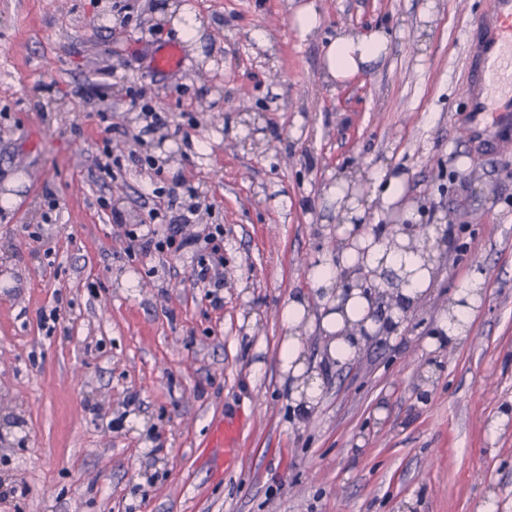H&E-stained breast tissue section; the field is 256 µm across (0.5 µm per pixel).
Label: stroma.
Returning a JSON list of instances; mask_svg holds the SVG:
<instances>
[{
  "mask_svg": "<svg viewBox=\"0 0 512 512\" xmlns=\"http://www.w3.org/2000/svg\"><path fill=\"white\" fill-rule=\"evenodd\" d=\"M304 2L0 0V493L26 491L0 512H512V421L491 427L512 408V134L472 141L464 77L489 0H312L307 38ZM380 27L385 56L325 79L329 36ZM171 43L182 67L156 72ZM148 111L166 124L133 146ZM385 167L404 195L366 220L445 225L436 278L345 364L300 325L322 383L299 414L280 312ZM170 203L196 208L186 235L223 225L220 285L193 281L194 250H130ZM476 270L470 338L437 342ZM223 418L240 453L219 473ZM239 434L240 426L237 421L223 419L213 427L206 446L220 467L236 458L239 451Z\"/></svg>",
  "mask_w": 512,
  "mask_h": 512,
  "instance_id": "stroma-1",
  "label": "stroma"
}]
</instances>
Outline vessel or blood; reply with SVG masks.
Instances as JSON below:
<instances>
[{"label": "vessel or blood", "instance_id": "b4317fda", "mask_svg": "<svg viewBox=\"0 0 512 512\" xmlns=\"http://www.w3.org/2000/svg\"><path fill=\"white\" fill-rule=\"evenodd\" d=\"M182 64L181 49L175 44L153 59L154 69L160 72ZM468 92L474 136H483L491 127L502 135L512 132V0H490L479 21L468 62ZM239 434L240 426L233 420L213 427L207 448L217 465L236 458Z\"/></svg>", "mask_w": 512, "mask_h": 512}]
</instances>
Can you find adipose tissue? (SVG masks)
<instances>
[{"mask_svg": "<svg viewBox=\"0 0 512 512\" xmlns=\"http://www.w3.org/2000/svg\"><path fill=\"white\" fill-rule=\"evenodd\" d=\"M389 41L387 32L382 30L366 36L352 31L338 33L325 49L329 77L344 82L363 65L384 56ZM373 185L375 192L369 202L378 201L388 206L402 194L404 178L384 170L375 174ZM369 202H351L348 221L340 229L343 236L349 237V246L336 255L320 257L310 276L313 290L320 295V326L327 339V357L336 364L351 360L364 344L365 333L377 328L372 294L358 288L344 289L341 284L344 271L358 269L365 274L381 270L406 271V278L395 290L400 305L393 309L388 325L389 332L394 334L401 331L406 315L431 287L435 276V263L428 254L405 250L408 235H399V247L392 248L386 235L365 227L362 219ZM482 286L481 276L471 273L458 292L459 304L441 314L440 330L448 341H460L467 335L472 314L481 304ZM281 316L289 334L281 345L280 368L291 379V397L296 406L307 412L318 400L322 381L319 373L307 371L302 338L294 333L295 327L309 318L307 297L300 294L290 298Z\"/></svg>", "mask_w": 512, "mask_h": 512, "instance_id": "ef3b65f1", "label": "adipose tissue"}]
</instances>
